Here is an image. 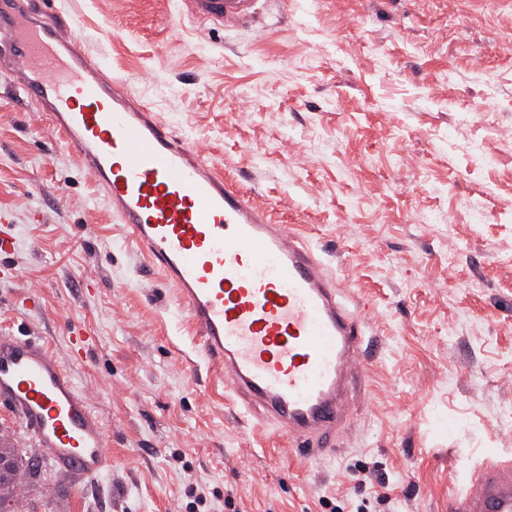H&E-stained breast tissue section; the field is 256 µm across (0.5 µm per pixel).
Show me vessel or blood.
Listing matches in <instances>:
<instances>
[{"label": "vessel or blood", "instance_id": "b4317fda", "mask_svg": "<svg viewBox=\"0 0 512 512\" xmlns=\"http://www.w3.org/2000/svg\"><path fill=\"white\" fill-rule=\"evenodd\" d=\"M181 2L189 16L224 25L251 17L258 0ZM0 68L174 286L229 395L278 426L295 456L333 453L353 417L351 394L366 383L367 346L321 257L135 101L63 13L0 0ZM0 402L60 475L111 467L101 419L43 340L0 332ZM448 509L512 512V463L481 466Z\"/></svg>", "mask_w": 512, "mask_h": 512}]
</instances>
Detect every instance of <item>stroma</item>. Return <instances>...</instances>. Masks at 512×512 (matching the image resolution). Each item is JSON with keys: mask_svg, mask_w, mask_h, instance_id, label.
Wrapping results in <instances>:
<instances>
[{"mask_svg": "<svg viewBox=\"0 0 512 512\" xmlns=\"http://www.w3.org/2000/svg\"><path fill=\"white\" fill-rule=\"evenodd\" d=\"M38 2L321 255L379 351L337 452L296 458L0 70V331L48 343L112 448L73 480L20 446L25 512H448L512 458V0H260L224 27L177 0Z\"/></svg>", "mask_w": 512, "mask_h": 512, "instance_id": "obj_1", "label": "stroma"}]
</instances>
